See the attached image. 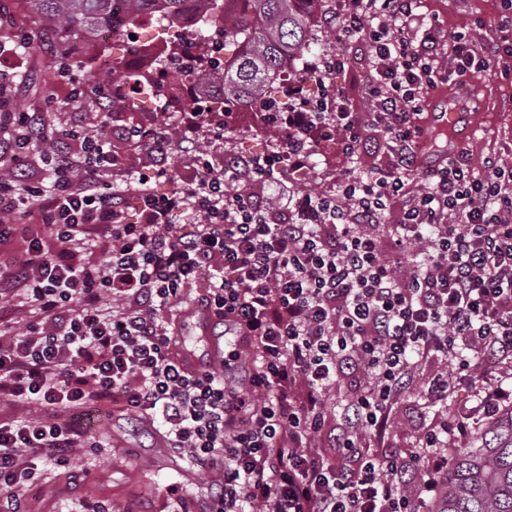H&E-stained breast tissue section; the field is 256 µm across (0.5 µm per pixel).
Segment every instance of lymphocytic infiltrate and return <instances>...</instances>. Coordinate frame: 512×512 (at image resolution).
<instances>
[{
  "label": "lymphocytic infiltrate",
  "instance_id": "obj_1",
  "mask_svg": "<svg viewBox=\"0 0 512 512\" xmlns=\"http://www.w3.org/2000/svg\"><path fill=\"white\" fill-rule=\"evenodd\" d=\"M423 0H336L325 21L368 61L367 112L351 111L336 53L306 68L304 109L262 112L281 133L246 155L223 149L232 122L161 118L116 124L101 135L66 130L53 113L14 112V83L0 79V242L27 241L25 258L0 261V328L23 289L35 322L0 342V401L39 408L0 421V512H26L40 462L68 464L90 436L80 414L122 405L157 421L168 447L219 475L212 512H422L448 477V440L469 417H416V444L394 450L392 408L426 376V407L455 392L438 373L489 385L512 363V165L465 152L422 168L424 90L485 72L502 77L512 38L476 53L457 42L452 71L436 66L444 27ZM339 133L347 168L333 193L266 195L297 186L319 138ZM122 138L155 155L130 169ZM180 146L185 169L167 164ZM380 154L362 168L361 159ZM171 184L168 192L160 184ZM225 334L220 364L188 372L165 311L186 289ZM118 312L104 317L106 300ZM344 384L335 416L324 397ZM375 450H367L366 438Z\"/></svg>",
  "mask_w": 512,
  "mask_h": 512
}]
</instances>
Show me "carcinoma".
<instances>
[{
	"mask_svg": "<svg viewBox=\"0 0 512 512\" xmlns=\"http://www.w3.org/2000/svg\"><path fill=\"white\" fill-rule=\"evenodd\" d=\"M36 15L56 23L67 40L112 23L113 0H26ZM127 18L164 27L179 24L190 0H124ZM206 27L220 24L227 3L239 16L235 29H223L222 60L207 56L223 98L252 105L271 96L285 61L310 52L317 42L313 0H196ZM435 512H512V414H501L463 448L454 450L448 486Z\"/></svg>",
	"mask_w": 512,
	"mask_h": 512,
	"instance_id": "carcinoma-1",
	"label": "carcinoma"
}]
</instances>
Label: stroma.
Masks as SVG:
<instances>
[{
    "label": "stroma",
    "mask_w": 512,
    "mask_h": 512,
    "mask_svg": "<svg viewBox=\"0 0 512 512\" xmlns=\"http://www.w3.org/2000/svg\"><path fill=\"white\" fill-rule=\"evenodd\" d=\"M426 13L438 14L448 33H462L484 48L496 42L502 19L512 17V0H427ZM483 28H476V18ZM33 37L23 53L21 68L33 74L20 84L16 107L32 112L45 107L68 109L71 86L93 90L104 84L124 82L126 74L152 73L159 57L143 59L135 43L126 42L121 65L112 70L102 58L84 52L79 45L64 49L54 28L30 13L24 0H17L8 26L0 28V45L12 48L16 33ZM67 66L69 80L59 76ZM480 90L479 107L471 114L474 134L465 136L460 147L476 162L496 156L512 161V79L485 74L475 76ZM96 447L75 449L68 464H40L39 478L28 497V512H91L101 503L110 512H141L143 506L162 500L184 499L195 507L199 496L210 494V476L195 468L189 450L166 446L158 432L130 420L116 407L87 419Z\"/></svg>",
    "instance_id": "obj_1"
}]
</instances>
